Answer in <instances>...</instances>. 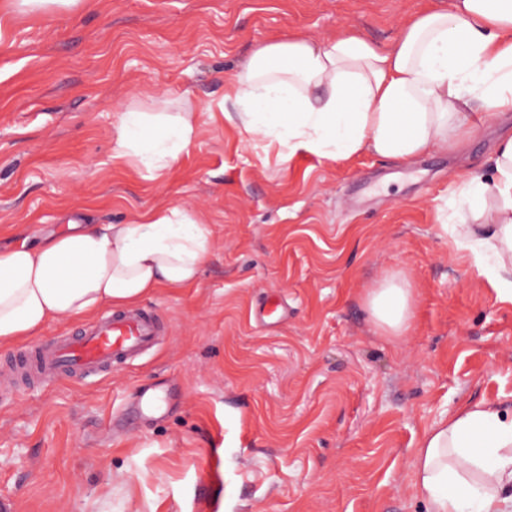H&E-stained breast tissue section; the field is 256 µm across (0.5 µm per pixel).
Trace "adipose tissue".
<instances>
[{"instance_id":"1","label":"adipose tissue","mask_w":512,"mask_h":512,"mask_svg":"<svg viewBox=\"0 0 512 512\" xmlns=\"http://www.w3.org/2000/svg\"><path fill=\"white\" fill-rule=\"evenodd\" d=\"M229 104L254 140L332 162L369 153L409 163L461 145L474 113L512 112V0H450L409 20L385 48L346 27L329 40L269 41L225 82L214 109ZM196 131L191 105L172 116L127 112L114 157L159 173ZM462 193L472 221L454 224V243L512 302V134L498 140L491 174L468 176ZM211 249L208 224L177 207L128 224L74 223L37 245L0 247V346L53 321L192 284ZM367 306L383 333L412 327L406 285L379 283ZM413 467L427 512H512V408L483 399L441 417L419 440Z\"/></svg>"}]
</instances>
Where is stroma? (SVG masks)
<instances>
[{"mask_svg":"<svg viewBox=\"0 0 512 512\" xmlns=\"http://www.w3.org/2000/svg\"><path fill=\"white\" fill-rule=\"evenodd\" d=\"M448 0H80L15 13L0 43V246L69 221L200 215L195 284L143 298L168 333L128 367L42 388L0 347V512H425L423 430L460 403L512 404V303L440 227L491 169L512 115L414 164L334 163L254 141L205 107L261 44L344 24L386 46ZM199 108L161 176L114 159L126 112ZM413 292V327L379 331L366 294ZM280 301V316L260 317ZM146 389L161 408L142 415Z\"/></svg>","mask_w":512,"mask_h":512,"instance_id":"1","label":"stroma"}]
</instances>
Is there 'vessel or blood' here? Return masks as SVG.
Returning <instances> with one entry per match:
<instances>
[{"mask_svg":"<svg viewBox=\"0 0 512 512\" xmlns=\"http://www.w3.org/2000/svg\"><path fill=\"white\" fill-rule=\"evenodd\" d=\"M164 330L150 309L114 311L80 335L58 336L33 345L21 356L29 378L49 385L60 378L106 375L132 364L155 346Z\"/></svg>","mask_w":512,"mask_h":512,"instance_id":"vessel-or-blood-1","label":"vessel or blood"}]
</instances>
